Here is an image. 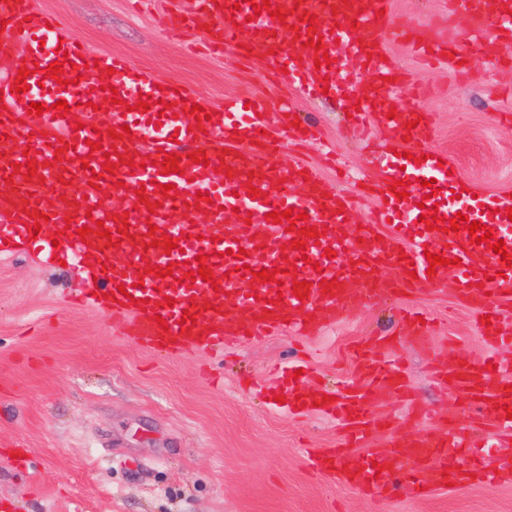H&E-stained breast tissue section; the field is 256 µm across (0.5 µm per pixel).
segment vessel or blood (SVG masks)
Segmentation results:
<instances>
[{"mask_svg": "<svg viewBox=\"0 0 512 512\" xmlns=\"http://www.w3.org/2000/svg\"><path fill=\"white\" fill-rule=\"evenodd\" d=\"M273 7L285 13V20L270 16ZM391 7V0H180L164 24L183 31L202 20L214 46L244 39L261 46L274 72L315 97L322 96L324 86L347 85L350 73L342 59L347 53L390 95L406 77L394 61H383L385 43L410 32ZM448 10L470 19L483 55L497 62L499 43L512 39V0H448ZM306 12L315 15V23L302 21ZM0 23L5 26L0 32V214L6 218L0 242L24 243L48 261L58 252L71 259L83 279L99 285L98 293L83 295V302L103 311L140 346L182 353L288 331L313 335L336 324L355 304L353 283H361L373 297L396 290L427 294L450 272L458 304L477 305L479 315L489 317L481 329L488 347L494 352L512 348V320L501 318L497 308L498 302L512 301V267L503 262V254L472 241L468 228L430 231L420 220L425 212H437L447 221L465 214L503 236L505 254L512 255L507 233L512 197L464 193L435 205L426 183L433 179L438 187L449 188L447 164H419L404 156L431 138V113L410 106L396 109L390 119L374 98L353 109V121L373 124L382 136L387 162L375 177L376 188L384 193L401 180L406 192L403 199L389 198L356 237L350 231L349 200L333 193L319 168L300 161L274 163L281 138L304 141L308 135L284 113L270 115L262 97L227 98L210 119L199 121L163 105L170 97L192 104L195 96L146 76L125 57L93 54L56 15L35 9L31 0H0ZM288 26L294 38H286ZM313 38L321 39V49L309 47ZM21 52L35 66L34 74L23 79L15 61ZM324 55L329 64L316 66ZM430 57L446 59L457 74L467 71L457 44H433ZM53 62L61 65L55 79L48 72ZM21 79L28 89L18 93L14 84ZM145 99L150 102L146 112L137 107ZM59 101L67 102L68 114L55 110ZM34 102L45 104V112L30 113ZM201 153L207 154L208 164L192 163V156ZM170 154L179 158L180 173L163 169ZM107 159L115 165L109 172L103 168ZM32 166L37 169L33 177L28 174ZM111 181L121 183L125 209L112 210L101 200L99 187ZM165 184L170 187L166 193L161 190ZM201 209L214 223L224 224L220 240L200 238L195 218ZM287 209L307 213V226L320 230L319 237L304 236V249L291 248L285 225L269 217ZM228 210L234 213L229 225L224 222ZM173 211L180 213V223H167ZM42 213L48 222H39ZM91 219L103 221L118 246L96 233L82 236ZM36 224L40 233H31ZM169 240L175 247L168 251L164 245ZM431 253L460 263L430 265ZM200 255L205 263H197ZM149 265L171 267L172 273L164 278L146 273ZM202 267L211 281L198 278ZM292 267L297 270L293 276L288 273ZM265 269L274 270L273 282L260 280L258 273ZM390 269L397 280L386 279ZM329 280L334 286L328 290L324 284ZM297 281L310 282L308 298L293 295ZM228 297L233 310L227 314ZM188 312L195 325L184 322ZM392 347L391 340L379 337L368 350H355L366 382L338 402H323V390L283 369L288 408L332 416L345 430L340 447L310 454V467L373 497L392 490L408 498L425 497L431 491L424 478L428 471L458 486L474 480L512 484V460L496 452L467 461L463 450L471 441L456 428L426 436L403 431L389 447H375L386 419L369 408L372 389L388 382L400 393L408 391L390 356ZM434 369L443 382L476 400L483 431L512 429L506 415L512 389L500 382L512 365L493 354L484 364L459 369L440 361ZM353 448L364 449V456L340 469Z\"/></svg>", "mask_w": 512, "mask_h": 512, "instance_id": "obj_1", "label": "vessel or blood"}]
</instances>
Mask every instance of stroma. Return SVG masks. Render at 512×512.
<instances>
[{
	"mask_svg": "<svg viewBox=\"0 0 512 512\" xmlns=\"http://www.w3.org/2000/svg\"><path fill=\"white\" fill-rule=\"evenodd\" d=\"M176 0H32L55 13L91 51L117 53L147 76L169 79L221 107L226 96L262 93L269 111L291 103L300 121L316 122L321 140L303 149L282 143L276 160L321 162L335 145L355 174H325L338 193L355 196L351 230L369 224L378 194L356 177L375 174L379 156L366 146L375 127L346 121L349 99H317L277 80L265 52H216L194 27L175 37L160 16ZM400 16L427 42L450 40L465 48L469 74L447 62H421L411 46L391 41L387 52L421 86L417 103L433 113L428 149L447 156L474 194L512 195V42L499 46V64L472 47L463 19L435 25L444 0H393ZM76 271L44 263L21 245L0 253V442L21 438L27 456L0 457V497L18 499L22 512H512V485L479 483L434 488L428 497L398 493L371 498L358 488L309 473L308 448L339 446L336 421L295 415L276 397L277 367L305 361L308 385L342 393L362 376L347 356L370 336H390L394 355L427 415L416 419L398 392L376 387L377 412L404 430L423 434L447 421L465 427L477 413L462 393L437 381L433 362L470 365L488 352L474 309L457 305L450 283L415 296H362L355 312L313 336L287 333L243 340L226 349L159 355L122 338L101 311L68 297L82 287ZM417 307L431 319L420 341L401 317Z\"/></svg>",
	"mask_w": 512,
	"mask_h": 512,
	"instance_id": "stroma-1",
	"label": "stroma"
}]
</instances>
